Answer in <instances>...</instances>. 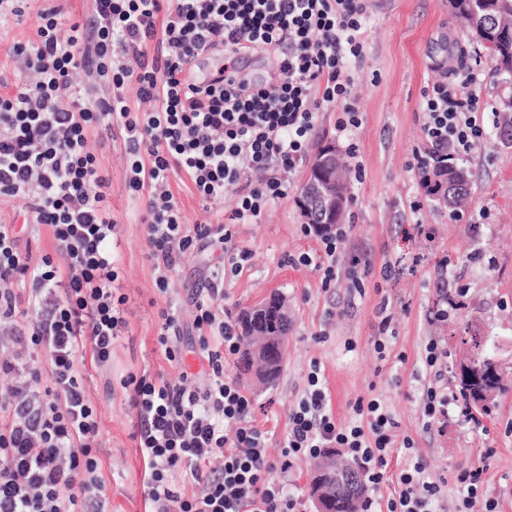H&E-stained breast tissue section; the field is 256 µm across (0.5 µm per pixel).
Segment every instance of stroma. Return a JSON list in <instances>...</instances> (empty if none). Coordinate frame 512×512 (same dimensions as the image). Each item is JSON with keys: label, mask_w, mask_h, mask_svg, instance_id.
<instances>
[{"label": "stroma", "mask_w": 512, "mask_h": 512, "mask_svg": "<svg viewBox=\"0 0 512 512\" xmlns=\"http://www.w3.org/2000/svg\"><path fill=\"white\" fill-rule=\"evenodd\" d=\"M365 19L363 57L350 65L353 93L363 114L352 141L358 145L364 175L351 182L345 219L349 230L337 243L341 258L356 251L366 255L371 273L365 292L353 294L342 286L323 289L320 271L288 264V256L322 246L319 236L301 232L297 199L307 167L298 165L289 175L293 187L287 198L272 203L256 223L232 224L235 244L248 248L252 258L241 274L224 282V308L235 317L272 293L287 298L290 327L283 371L275 384L259 385L238 355L227 371L251 392L257 425L272 430L270 456L280 453L288 407L302 394L315 360L339 423L353 420L357 398L375 393L387 401L399 433L414 437L432 476L447 480L439 512H456L461 493L454 475L474 465L485 469L483 495L495 501L496 512H512V390L479 423L467 422L453 407L431 425L423 416L420 392L427 376L422 355L431 339L448 350L443 383L449 391L458 392L459 367L478 351L495 359L512 383V145L494 134L483 152L462 160L471 184L469 207L488 212L482 224L454 221L427 194L412 168V149L421 142L422 88L443 79L457 48L485 68L493 62L449 13L448 0H387L384 8L366 10ZM37 26L33 12L24 20L0 24V72L7 79L19 75L11 47L33 39ZM89 148L111 177L120 286L128 302L127 324L112 346L111 366L92 371L86 385L99 415L98 454L108 508L147 512L144 461L132 438L134 416L120 380L146 367L178 378V369L157 348L159 313L174 305L184 321H191V294L205 285L216 260L187 257L171 273L168 291L159 292L142 206L124 180V142L99 134L90 137ZM171 189L186 224H231L234 195L204 204L181 176L172 179ZM413 199L422 201L420 210L410 209ZM419 224L429 227L431 236L417 234ZM476 250L483 252L485 264L470 263ZM387 266L392 269L388 277L383 274ZM440 296L456 306L445 321L432 314ZM386 313L394 336L381 357L373 341Z\"/></svg>", "instance_id": "1"}]
</instances>
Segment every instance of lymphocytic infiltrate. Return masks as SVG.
<instances>
[{"label": "lymphocytic infiltrate", "instance_id": "1", "mask_svg": "<svg viewBox=\"0 0 512 512\" xmlns=\"http://www.w3.org/2000/svg\"><path fill=\"white\" fill-rule=\"evenodd\" d=\"M38 18L35 38L13 47L26 78L0 80V196L27 202L22 223L0 224V512H105L100 423L85 380L89 368L111 365L127 297L117 286L109 179L88 149L95 131L125 143V182L146 201L159 291L186 256L220 253L213 278L192 294L205 384L181 369L175 308L161 311L157 343L180 368L178 380L145 370L121 381L153 512H301L288 474L325 448L347 449L360 464L370 491L361 512H434L444 482L416 460L413 437L398 436L387 403L358 398L355 421L337 423L316 363L288 408L279 458L270 460L251 396L224 372L225 355L239 346L224 280L250 253L227 226L185 224L171 190L172 177L183 175L204 203L234 194L233 221L250 223L287 197L285 174L304 160L320 108L338 107L340 136L359 128L349 62L363 53L361 0H93L90 15L67 28L56 8ZM219 47L275 52L277 80H191L189 59ZM79 70L92 85L72 84ZM479 84L464 66L423 88L417 173L485 144L490 114ZM38 224L54 249L35 264L29 231ZM41 379L44 391L33 393ZM396 453L409 462L391 478ZM180 471L197 485L193 495L176 487ZM389 479L393 494L379 498Z\"/></svg>", "mask_w": 512, "mask_h": 512}]
</instances>
